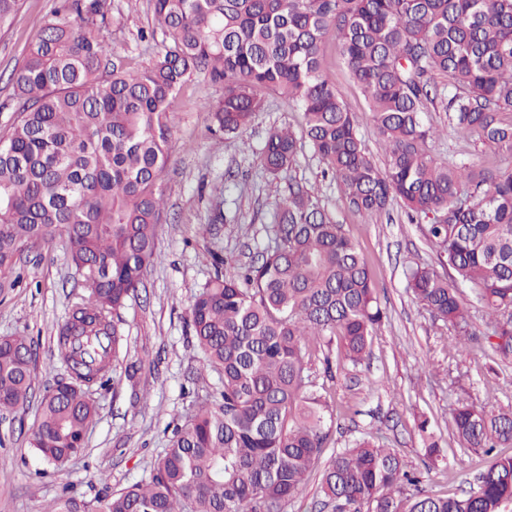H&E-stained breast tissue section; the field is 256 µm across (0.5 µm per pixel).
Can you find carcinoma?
Masks as SVG:
<instances>
[{
    "label": "carcinoma",
    "instance_id": "carcinoma-1",
    "mask_svg": "<svg viewBox=\"0 0 512 512\" xmlns=\"http://www.w3.org/2000/svg\"><path fill=\"white\" fill-rule=\"evenodd\" d=\"M161 48L131 71L108 58V0H64L11 74L18 121L0 138V271L26 248L66 236L86 294L59 327L67 377L40 402L30 445L57 467L84 449L96 417L90 390L111 382L124 346L121 310L154 261L170 160V114L197 77L224 84L208 106L213 135H240L272 90L302 112L303 133L351 213L398 203L425 222L451 279L407 271L413 297L474 338L462 289L483 304L486 343L512 358V0H151ZM339 38L385 155L366 152L358 121L321 66ZM448 83L439 85L438 77ZM498 152L500 164L438 162L429 111ZM296 137L273 127L260 152L272 177L296 162ZM195 295L189 327L198 362L218 376L213 400L173 430L149 478L101 501L66 492L47 512H283L312 473L334 512H505L512 504V411L462 402L457 438L490 460L476 491L437 496L424 476L364 437L323 459L329 405L308 367L332 345L357 365L384 319L374 278L315 188L288 186L261 260L225 270ZM33 342L0 338V410L22 406Z\"/></svg>",
    "mask_w": 512,
    "mask_h": 512
}]
</instances>
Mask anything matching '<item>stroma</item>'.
<instances>
[{"label": "stroma", "instance_id": "1", "mask_svg": "<svg viewBox=\"0 0 512 512\" xmlns=\"http://www.w3.org/2000/svg\"><path fill=\"white\" fill-rule=\"evenodd\" d=\"M56 3L24 0L0 27V136L15 117L9 76ZM111 3L113 23L104 32L110 49L131 68L148 67L155 47L139 41L138 32L152 23L150 0ZM322 55L339 97L358 119L367 155L384 164L376 129L348 76L337 39L324 43ZM223 97V85L200 78L179 95L170 122L171 161L161 180L166 204L157 228V256L144 288L128 298L122 311L127 354L114 367L109 387L92 394L97 416L84 452L61 467H45L29 438L42 394L67 375L56 337L81 295L64 237L25 251L20 282L0 291V336L25 335L35 341L32 397L22 408L0 412V512H47L66 488L89 500L103 499L149 477L174 425L191 414L196 401L212 395L218 383L216 373L200 368L187 327L195 294L215 272L211 252L220 249L239 264L256 260L267 244L278 195L295 182L315 185L327 211L345 225L387 312L369 358L357 365L337 362L333 379L325 383L332 414L329 451L374 437L394 449L408 470L427 473L425 489L440 496L475 485L487 465L483 451L461 449L451 412L461 399L512 410V360L479 341L462 349L454 330L435 320L407 291V266L439 264L422 227L407 223L397 206L377 220L350 213L339 187L323 176L303 140L292 169L280 174L277 189H270L260 149L271 127L286 123L299 128V110L266 91L263 109L242 138L214 137L207 131L208 107ZM427 120L439 131L431 145L436 160L498 164L488 147L457 134L445 113H428ZM215 186L223 190L220 222L208 199ZM423 419L429 420L445 457L435 467L417 428Z\"/></svg>", "mask_w": 512, "mask_h": 512}]
</instances>
